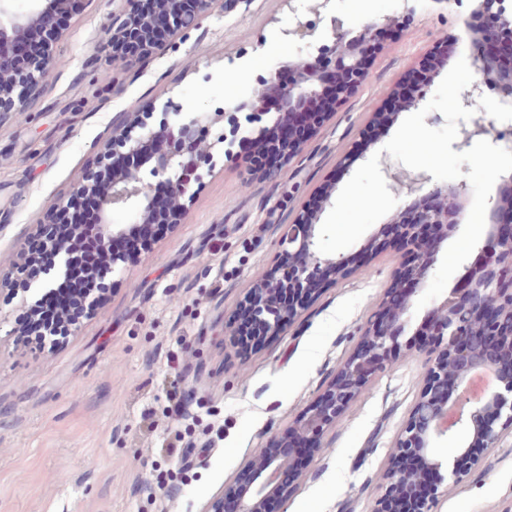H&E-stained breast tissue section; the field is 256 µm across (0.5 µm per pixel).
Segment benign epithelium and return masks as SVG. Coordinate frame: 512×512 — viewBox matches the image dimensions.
Here are the masks:
<instances>
[{
  "label": "benign epithelium",
  "mask_w": 512,
  "mask_h": 512,
  "mask_svg": "<svg viewBox=\"0 0 512 512\" xmlns=\"http://www.w3.org/2000/svg\"><path fill=\"white\" fill-rule=\"evenodd\" d=\"M81 0H0V112H25L31 96L45 82L53 60L55 43L64 33L63 20L72 16ZM128 12L106 31L112 41V61L127 60L118 55L124 35L134 36L143 46L136 57L153 55L164 45L156 41L159 25L169 34L197 24L200 16L218 0H153L154 10H136V0H127ZM398 15L374 18L350 28L328 10L330 0H310V20L289 7L292 19L283 34L290 39L318 46L317 54L280 65L265 79L263 93L239 102L231 112L196 115L168 101L160 110L158 126L150 125L155 110L140 115L125 114L113 127L112 147L101 156L121 151L138 158L134 167L112 169V175L98 185L99 224L93 234L103 255L118 238L130 237V224H118L113 217L129 211L136 224H153L158 211L153 201L155 183L170 188L168 223L183 213V200L202 179V167L222 152L224 165L233 166L238 155L232 150L245 122L256 123L250 141L284 154V162L296 157L364 80L370 62L381 50L384 34L398 31L414 11L411 0H403ZM512 20V0H471L464 22L465 37L438 43L425 62L410 68L397 91L376 113L362 133L363 141L374 145L397 122L403 112H417L426 105L422 93L447 66L464 42L475 47L470 64L475 79L461 93L462 104L474 108L493 86L512 84V56H490L484 44V23ZM322 100L326 109L311 113V103ZM232 123L230 132L220 131L203 144L199 127ZM501 142L495 127L478 116L460 122L453 148L462 151L473 141ZM146 140L154 144L142 153ZM336 186H325L319 207H305L298 220L288 225L280 240L282 256L292 265L288 278L279 275L280 266L270 269L249 288L243 302L254 318L276 335L292 325L310 306L320 287L347 276L355 264L353 255H325L317 249L322 214L332 205ZM469 184L464 180L438 183L429 176L419 186H407L403 202L389 223L369 236L360 248L362 255H376L395 248L401 259L394 270L393 284L361 332L354 352L340 366L330 384L288 425L280 442L290 448L308 444L309 454L322 447L324 434L342 418L348 405L369 385L373 377L389 370L404 350L427 354L423 385L402 424L382 478L377 512L395 494L412 502V512H435L439 499L473 468L479 466L489 449L497 447L503 435L512 431V372L500 375L498 385L479 398H464L471 376L512 364V176L501 179L489 198L486 232L464 265L454 286L415 325H410L415 295L421 290L441 246L463 222ZM433 224L437 237L427 241L423 225ZM55 265L37 283L47 292L69 269L67 247L53 244ZM462 405L459 420L442 425L448 408ZM447 443L451 451L443 450ZM479 447L474 454L471 449ZM246 468L251 481H232L207 505L205 512H267V503L288 499L304 476L291 457H273L261 449Z\"/></svg>",
  "instance_id": "7a95c632"
}]
</instances>
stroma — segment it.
<instances>
[{"label":"stroma","mask_w":512,"mask_h":512,"mask_svg":"<svg viewBox=\"0 0 512 512\" xmlns=\"http://www.w3.org/2000/svg\"><path fill=\"white\" fill-rule=\"evenodd\" d=\"M125 0H88L54 48L33 108L0 116V512H203L269 447L356 348L389 287L388 250L327 284L294 324L248 357L228 341L250 285L280 238L342 170L409 65L462 35L465 0H419L357 92L275 175L216 161L164 238L116 276L108 302L62 342H26L13 286L29 233L68 200L105 152L123 113L174 100L227 111L228 90L257 87L292 59L282 0H222L134 67L100 46ZM403 354L348 407L278 512H374L394 439L423 383ZM182 445L180 457L165 446ZM437 512H512V435L440 499Z\"/></svg>","instance_id":"1"}]
</instances>
